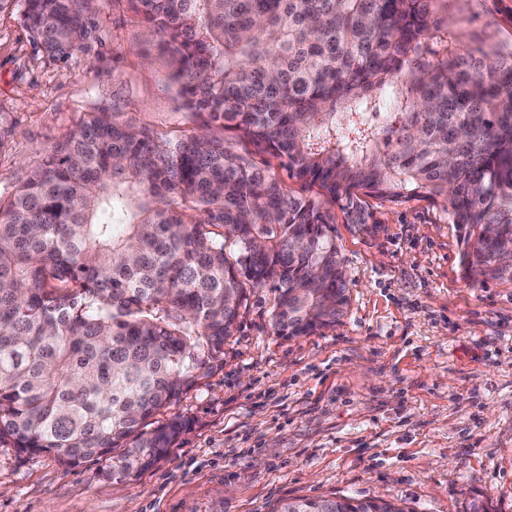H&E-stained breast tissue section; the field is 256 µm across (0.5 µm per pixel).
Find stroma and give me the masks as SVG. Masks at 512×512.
Here are the masks:
<instances>
[{
	"instance_id": "1",
	"label": "stroma",
	"mask_w": 512,
	"mask_h": 512,
	"mask_svg": "<svg viewBox=\"0 0 512 512\" xmlns=\"http://www.w3.org/2000/svg\"><path fill=\"white\" fill-rule=\"evenodd\" d=\"M461 45L512 48V0H450ZM94 39L50 61L0 20L7 196L83 113L168 136L195 127L159 35L98 0ZM377 223L336 222L349 305L335 326L274 335L253 289L224 364L159 421L185 426L140 475L106 477L0 446V512H273L284 499L379 495L406 512H512V281L475 282L459 233L425 201L369 198Z\"/></svg>"
}]
</instances>
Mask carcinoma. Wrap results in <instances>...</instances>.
<instances>
[{
	"mask_svg": "<svg viewBox=\"0 0 512 512\" xmlns=\"http://www.w3.org/2000/svg\"><path fill=\"white\" fill-rule=\"evenodd\" d=\"M123 2L207 119L162 137L86 112L0 196V444L122 479L152 467L182 423L146 427L224 363L251 289L272 287L277 336L344 316L335 205L363 230L366 196L438 204L464 275L512 281V50L461 49L448 0ZM17 4L55 62L96 29L92 0H0V16Z\"/></svg>",
	"mask_w": 512,
	"mask_h": 512,
	"instance_id": "1",
	"label": "carcinoma"
}]
</instances>
